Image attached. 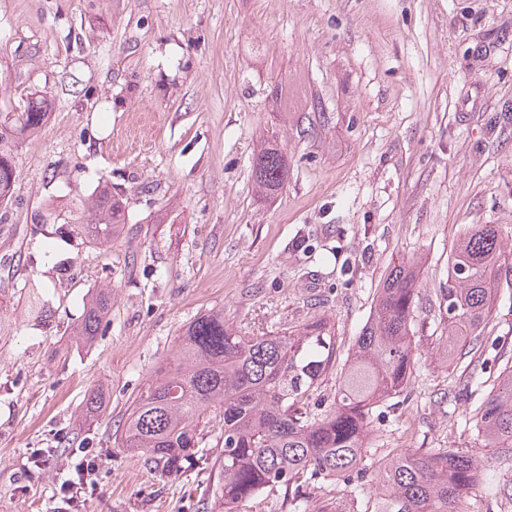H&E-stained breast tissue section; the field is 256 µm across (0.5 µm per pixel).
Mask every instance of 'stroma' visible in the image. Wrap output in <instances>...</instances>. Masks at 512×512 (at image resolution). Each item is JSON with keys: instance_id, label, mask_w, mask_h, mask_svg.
<instances>
[{"instance_id": "stroma-1", "label": "stroma", "mask_w": 512, "mask_h": 512, "mask_svg": "<svg viewBox=\"0 0 512 512\" xmlns=\"http://www.w3.org/2000/svg\"><path fill=\"white\" fill-rule=\"evenodd\" d=\"M52 102L15 147L0 207V512H224L206 461L177 478L116 445L134 398L195 317L223 308L268 334L331 319L337 362L308 411L336 397L378 288L417 264L409 402L377 407L364 464L393 448L480 442L471 406L512 361V259L497 281L485 382L448 407L471 357L448 353L440 290L472 224L512 242V0H0V114ZM276 144L288 180L257 193L253 155ZM127 203L105 246L71 228L101 184ZM112 291L92 346L69 328ZM107 409L80 426L90 392ZM96 468L63 492L76 467ZM512 512V453L489 457Z\"/></svg>"}]
</instances>
